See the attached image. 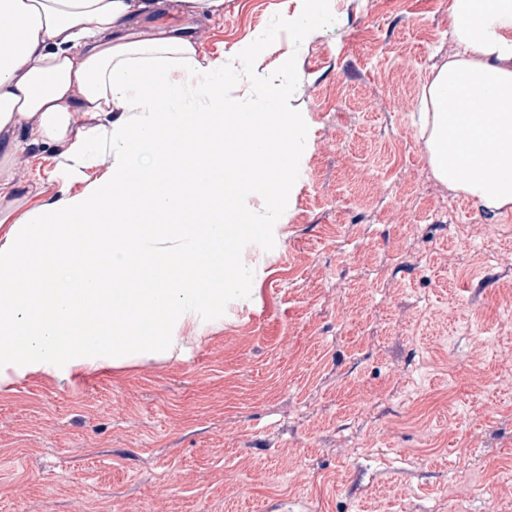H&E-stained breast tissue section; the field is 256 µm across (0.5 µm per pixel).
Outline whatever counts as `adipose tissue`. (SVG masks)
<instances>
[{
	"label": "adipose tissue",
	"mask_w": 512,
	"mask_h": 512,
	"mask_svg": "<svg viewBox=\"0 0 512 512\" xmlns=\"http://www.w3.org/2000/svg\"><path fill=\"white\" fill-rule=\"evenodd\" d=\"M223 11L224 0H0V200L31 145H53L83 185L0 235V389L58 359L82 373L171 354L245 280L238 240L285 220L301 150L291 85L248 73L258 95L241 110L224 95L234 69L199 60L163 23ZM137 16L160 23L139 31ZM448 35L455 49L422 90L428 164L497 211L512 205V0H448ZM94 141L109 167L91 181ZM253 197L264 210L244 208Z\"/></svg>",
	"instance_id": "obj_1"
}]
</instances>
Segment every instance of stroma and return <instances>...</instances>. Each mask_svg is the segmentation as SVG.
<instances>
[{"label": "stroma", "instance_id": "stroma-1", "mask_svg": "<svg viewBox=\"0 0 512 512\" xmlns=\"http://www.w3.org/2000/svg\"><path fill=\"white\" fill-rule=\"evenodd\" d=\"M244 62L294 74L288 221L240 243L251 276L172 357L0 392V512H512V206L432 175L422 83L448 0H328ZM297 0H224L200 56H235ZM23 221L70 189L15 160ZM472 227L470 241L456 227Z\"/></svg>", "mask_w": 512, "mask_h": 512}]
</instances>
